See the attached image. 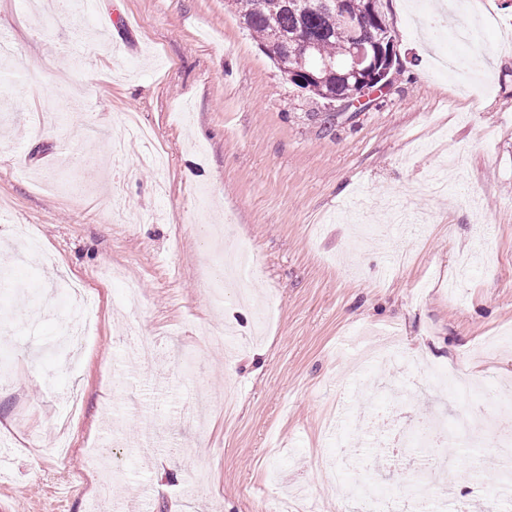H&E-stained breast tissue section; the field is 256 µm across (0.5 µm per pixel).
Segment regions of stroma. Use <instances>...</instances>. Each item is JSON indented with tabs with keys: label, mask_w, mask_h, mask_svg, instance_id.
<instances>
[{
	"label": "stroma",
	"mask_w": 512,
	"mask_h": 512,
	"mask_svg": "<svg viewBox=\"0 0 512 512\" xmlns=\"http://www.w3.org/2000/svg\"><path fill=\"white\" fill-rule=\"evenodd\" d=\"M412 2L383 0L401 58L390 90L328 130V105L281 76L225 0H81L89 27L48 0H0L15 47L0 64V255L22 229L43 244L12 267L0 311L47 307L0 343V512H110L90 505L101 446L124 512H350L361 485L380 492L369 512H406L416 473L425 512H454L496 488L462 465L464 438L395 458L367 423L387 388L448 422L499 416L512 395V0H483L495 23L465 78L435 73L458 52L452 28L421 22L439 0ZM129 112L164 168L113 158L103 132ZM67 150L94 156L96 177ZM201 224L250 250L263 335L235 290L211 306L220 266ZM78 280L99 307L74 353L60 337ZM228 322L234 354L205 342ZM123 324L155 337L150 362H129ZM431 366L480 382L479 397L433 386ZM74 392L65 461L28 451L58 434ZM199 476L208 490L185 498Z\"/></svg>",
	"instance_id": "1"
}]
</instances>
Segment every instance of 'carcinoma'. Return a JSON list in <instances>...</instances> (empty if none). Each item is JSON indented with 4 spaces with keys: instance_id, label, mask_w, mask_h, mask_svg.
<instances>
[{
    "instance_id": "obj_1",
    "label": "carcinoma",
    "mask_w": 512,
    "mask_h": 512,
    "mask_svg": "<svg viewBox=\"0 0 512 512\" xmlns=\"http://www.w3.org/2000/svg\"><path fill=\"white\" fill-rule=\"evenodd\" d=\"M322 0H235L243 23L292 84L329 103L354 101L362 86L354 76H344L354 42L352 23L362 21L373 35L388 37L391 23L373 0H343L329 12ZM301 29L313 41L314 52H296L292 36Z\"/></svg>"
}]
</instances>
